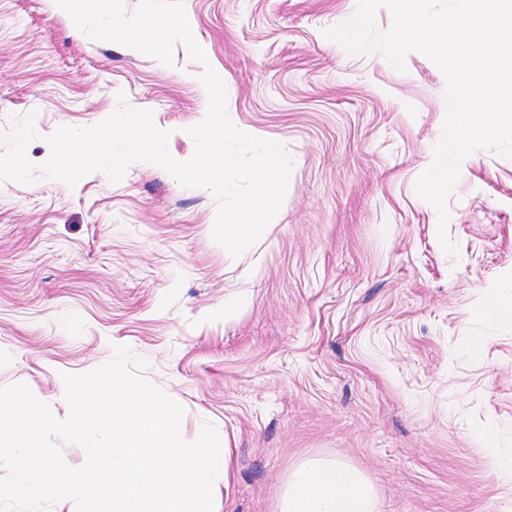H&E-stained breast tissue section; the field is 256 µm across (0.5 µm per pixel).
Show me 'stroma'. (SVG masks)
<instances>
[{"mask_svg": "<svg viewBox=\"0 0 512 512\" xmlns=\"http://www.w3.org/2000/svg\"><path fill=\"white\" fill-rule=\"evenodd\" d=\"M184 7L206 63L90 39L55 0H0V134L34 115L40 165L59 127L125 105L190 157L208 63L234 121L287 144L284 202L231 263L213 194L157 165L0 182V387L60 418L63 374L128 346L131 371L184 407L183 437L209 422L230 448L214 512H275L308 460L361 471L376 512H512L489 458L512 453V158L462 160L446 253L415 191L448 109L434 62L412 52L400 71L326 38L357 0ZM491 293L504 313H482Z\"/></svg>", "mask_w": 512, "mask_h": 512, "instance_id": "stroma-1", "label": "stroma"}]
</instances>
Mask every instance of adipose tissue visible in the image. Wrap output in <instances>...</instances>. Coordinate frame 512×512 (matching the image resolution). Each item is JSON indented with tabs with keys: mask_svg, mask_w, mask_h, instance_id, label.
Wrapping results in <instances>:
<instances>
[{
	"mask_svg": "<svg viewBox=\"0 0 512 512\" xmlns=\"http://www.w3.org/2000/svg\"><path fill=\"white\" fill-rule=\"evenodd\" d=\"M277 512H375L374 488L347 465L308 462L289 475Z\"/></svg>",
	"mask_w": 512,
	"mask_h": 512,
	"instance_id": "1",
	"label": "adipose tissue"
}]
</instances>
